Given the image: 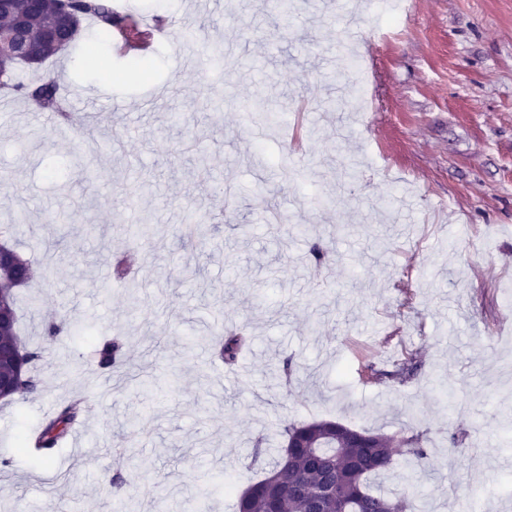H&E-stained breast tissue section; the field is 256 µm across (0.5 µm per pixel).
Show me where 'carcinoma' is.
<instances>
[{
    "mask_svg": "<svg viewBox=\"0 0 512 512\" xmlns=\"http://www.w3.org/2000/svg\"><path fill=\"white\" fill-rule=\"evenodd\" d=\"M14 11L28 16V24L16 47L41 41L46 30L55 26L58 10L72 13L76 21L69 29L68 44L78 41L81 23L95 20L100 26L97 41L84 45V56L90 61L96 57L97 43L104 41L117 24L108 0H44L34 7L29 0H11ZM0 86L34 101L39 108L51 112L59 126L72 122L71 114L60 105L59 85L52 79L40 78L26 82L19 76L6 73ZM16 266L12 271H0V307L17 311L16 288L21 277L34 278L32 262L14 252ZM245 338L240 332H231L221 338L219 355L227 365L238 361ZM121 346L105 343L92 351V358L101 370H110L120 359ZM89 411L81 398L69 400L57 408L53 415L22 441V451L39 457L61 447L74 424ZM332 420L286 422L280 435L288 438L296 432L304 446L291 449L292 463L285 468L282 461L271 463L267 474L252 483L236 500V512H312L316 501H321L323 512H416L414 495L392 498L371 488L369 478L389 471L394 463L390 440L382 435L370 434L371 447L354 448L345 437L331 432ZM405 454L417 460L427 458L421 435L407 439Z\"/></svg>",
    "mask_w": 512,
    "mask_h": 512,
    "instance_id": "cac0c4a2",
    "label": "carcinoma"
}]
</instances>
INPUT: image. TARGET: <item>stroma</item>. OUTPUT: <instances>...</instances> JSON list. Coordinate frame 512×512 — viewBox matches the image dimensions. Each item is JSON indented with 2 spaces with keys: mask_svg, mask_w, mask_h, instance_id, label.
<instances>
[{
  "mask_svg": "<svg viewBox=\"0 0 512 512\" xmlns=\"http://www.w3.org/2000/svg\"><path fill=\"white\" fill-rule=\"evenodd\" d=\"M292 3L284 22L270 0H216L203 19L196 0H111L133 25L177 15L232 39L236 58L220 80L160 32L143 50L113 33L99 69L70 46L37 70L87 120L67 138L0 92V225L40 274L17 307L41 351L40 391L0 405V512H235L282 424L320 419L391 437L395 467L371 484L416 493L420 512H460L477 489L488 512H512V0ZM138 59L153 81H120ZM258 97L280 121L256 137L244 107ZM63 208L67 236L45 253ZM190 214L204 238L186 239ZM217 314L249 337L236 366L216 354ZM111 337L124 350L107 374L90 352ZM406 348L418 367L401 382ZM366 365L382 381L364 382ZM79 396L82 451L24 454ZM418 433L420 467L402 452Z\"/></svg>",
  "mask_w": 512,
  "mask_h": 512,
  "instance_id": "obj_1",
  "label": "stroma"
}]
</instances>
